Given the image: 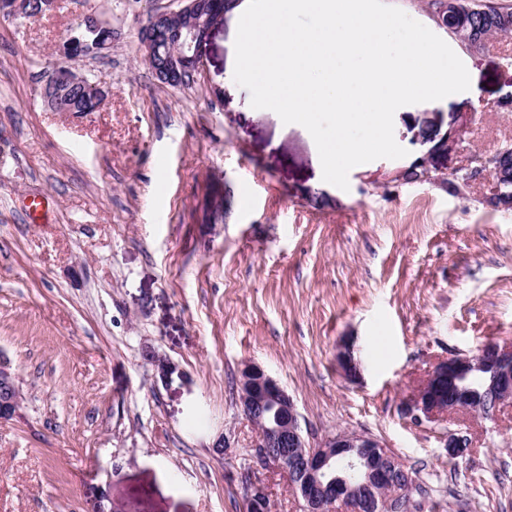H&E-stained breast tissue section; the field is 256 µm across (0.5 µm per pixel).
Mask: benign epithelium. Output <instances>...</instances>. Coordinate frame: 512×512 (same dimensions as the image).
Returning a JSON list of instances; mask_svg holds the SVG:
<instances>
[{"instance_id":"1","label":"benign epithelium","mask_w":512,"mask_h":512,"mask_svg":"<svg viewBox=\"0 0 512 512\" xmlns=\"http://www.w3.org/2000/svg\"><path fill=\"white\" fill-rule=\"evenodd\" d=\"M475 0H446L435 15L439 26L466 49L479 51L484 41L462 35L466 15L476 10ZM33 0H7L5 11L30 17ZM219 15L211 9V0H182L175 11L155 10L139 31L144 55L159 53L161 40L173 41L156 77L175 82L200 69V48ZM78 24L93 36L86 42L88 55H99L112 45V21L89 11ZM76 83L72 68L61 63L49 75L43 87L45 104L57 112H76L78 108L60 97L61 89ZM459 131L449 132L420 158L414 168L423 170L421 181L448 186V178L468 173L461 183L467 187L484 174L494 175V155L473 154L469 163L455 166L449 162L459 143ZM483 202L497 209H512V192L496 180ZM354 341L346 339L337 349L336 361L344 379L360 377L354 358ZM487 376L488 390L494 401L482 406L472 401L460 381ZM239 400L245 416L256 427L253 448L257 462L288 474L292 489L302 501L303 512H332L340 504L346 512H386L394 507L405 512L413 485L393 480L401 462L380 441L367 433L338 432L316 444L310 442L301 427L296 405L288 393L260 366L248 362L239 371ZM22 394L10 365L0 361V420L19 412ZM512 402V340L483 344L472 355H453L436 363L420 380L405 401V411L417 421L434 422L458 413L493 416L501 406ZM448 454L462 456L473 447L471 437L460 429L448 432ZM269 496L258 482L247 485L244 512H268Z\"/></svg>"}]
</instances>
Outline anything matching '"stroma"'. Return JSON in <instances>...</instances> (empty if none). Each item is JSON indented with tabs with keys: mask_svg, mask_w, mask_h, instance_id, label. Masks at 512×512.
Listing matches in <instances>:
<instances>
[{
	"mask_svg": "<svg viewBox=\"0 0 512 512\" xmlns=\"http://www.w3.org/2000/svg\"><path fill=\"white\" fill-rule=\"evenodd\" d=\"M465 64L471 87L394 115L401 159L354 167L349 190L318 182L309 132L247 107L225 15L190 86L160 84L138 31L179 0H92L116 30L73 62L110 93L94 112H52L41 90L82 0L0 18V361L24 395L0 422V512H243L242 479L271 512H302L286 475L253 471L244 363L292 397L311 441L377 438L416 472L408 512H512V404L493 417L414 421L404 400L452 354L512 339V210L404 183L448 131L452 157L512 142V36L466 50L429 0H386ZM55 201L29 223L23 201ZM353 337L361 376L336 364ZM175 370L160 377L151 352ZM469 453L449 456V431Z\"/></svg>",
	"mask_w": 512,
	"mask_h": 512,
	"instance_id": "obj_1",
	"label": "stroma"
}]
</instances>
